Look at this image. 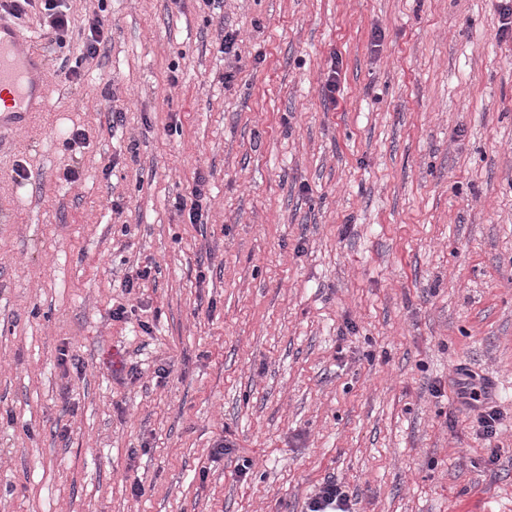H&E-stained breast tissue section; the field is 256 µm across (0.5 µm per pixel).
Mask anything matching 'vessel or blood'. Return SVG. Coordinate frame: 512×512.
I'll return each mask as SVG.
<instances>
[{
    "label": "vessel or blood",
    "instance_id": "1",
    "mask_svg": "<svg viewBox=\"0 0 512 512\" xmlns=\"http://www.w3.org/2000/svg\"><path fill=\"white\" fill-rule=\"evenodd\" d=\"M10 104L0 116V127L23 122L29 115L45 111L50 88L41 57L20 30L0 20V92Z\"/></svg>",
    "mask_w": 512,
    "mask_h": 512
}]
</instances>
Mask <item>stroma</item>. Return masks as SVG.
<instances>
[{
  "instance_id": "35a3bbf8",
  "label": "stroma",
  "mask_w": 512,
  "mask_h": 512,
  "mask_svg": "<svg viewBox=\"0 0 512 512\" xmlns=\"http://www.w3.org/2000/svg\"><path fill=\"white\" fill-rule=\"evenodd\" d=\"M65 4V45L17 21L50 104L0 130V512H306L328 476L352 512H512L501 0ZM109 22L105 16L95 15L89 23V35L83 46L82 56L85 59H94L100 47L108 38ZM464 378H459L457 381L458 395L463 399V402L468 405H473L471 401H480L482 392L485 393V386L475 382V376L467 370L459 373Z\"/></svg>"
}]
</instances>
